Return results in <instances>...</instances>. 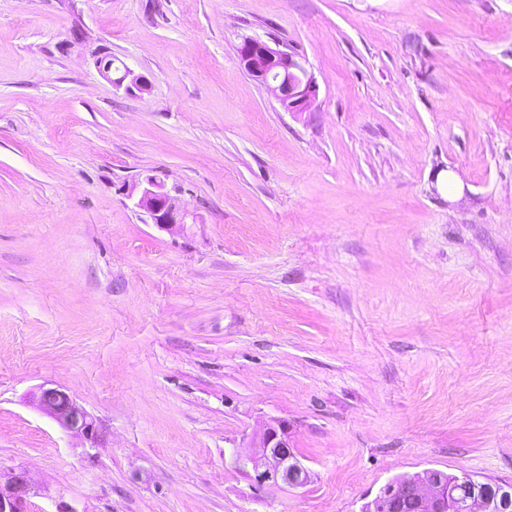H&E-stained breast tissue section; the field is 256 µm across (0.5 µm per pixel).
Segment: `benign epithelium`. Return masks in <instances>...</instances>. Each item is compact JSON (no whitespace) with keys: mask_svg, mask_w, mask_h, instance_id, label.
<instances>
[{"mask_svg":"<svg viewBox=\"0 0 512 512\" xmlns=\"http://www.w3.org/2000/svg\"><path fill=\"white\" fill-rule=\"evenodd\" d=\"M240 61L254 78L272 86V92L288 112H301L309 107L317 94V84L306 67L292 53L273 48L255 38H246L239 48ZM101 74L111 78L113 86L130 91L148 90V80L122 65L121 73L113 77L112 65L98 63ZM132 210L145 214L150 223L171 233L185 231L194 215L182 205L177 195L168 189L166 174L155 171L125 187ZM43 389L36 397L37 407L63 428L75 430L91 438L96 434L90 415L73 399L61 410L47 399ZM262 455L258 458L237 457L242 466H251L252 479L259 485L301 487L310 480V472L297 458L288 440V426L279 422L270 425L261 440ZM470 476L454 477L449 484L434 469L391 481L360 506L359 512H409L415 507H427V512H448V501L462 483H473ZM32 486L24 470L0 475V512H26ZM461 512H512V483H499L487 494L474 493L459 502Z\"/></svg>","mask_w":512,"mask_h":512,"instance_id":"7a95c632","label":"benign epithelium"}]
</instances>
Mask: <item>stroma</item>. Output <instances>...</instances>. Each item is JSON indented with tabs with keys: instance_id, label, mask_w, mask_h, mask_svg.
Instances as JSON below:
<instances>
[{
	"instance_id": "obj_1",
	"label": "stroma",
	"mask_w": 512,
	"mask_h": 512,
	"mask_svg": "<svg viewBox=\"0 0 512 512\" xmlns=\"http://www.w3.org/2000/svg\"><path fill=\"white\" fill-rule=\"evenodd\" d=\"M248 37L303 59L306 111L244 69ZM151 171L201 223L131 209ZM277 421L305 486L236 461ZM20 468L28 512L512 483V0H0V472ZM97 64L101 74L104 77L110 79V81H112L113 86H115L116 88L124 86V83L127 81V83L124 86L125 90L127 91L136 89L140 92H143L148 90L149 83L146 77L143 75H135L134 72L124 63H122L121 73L115 78H112L110 76L112 73V63L103 64L101 60H98ZM50 391L65 394L58 389H42L36 397L37 407L58 422L63 428L76 430L87 438H92L96 434V430L95 423L90 415L68 396L67 408L60 410L47 399L46 394Z\"/></svg>"
}]
</instances>
